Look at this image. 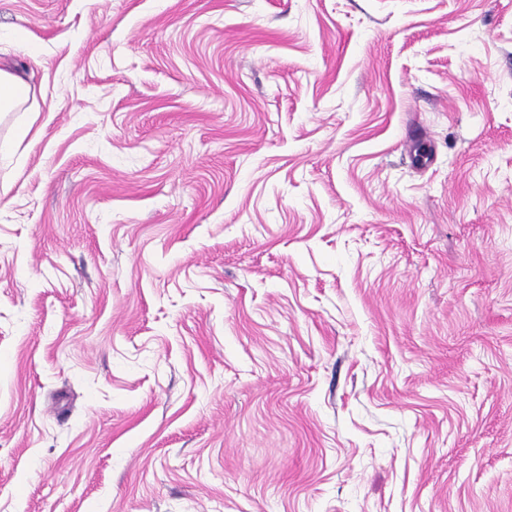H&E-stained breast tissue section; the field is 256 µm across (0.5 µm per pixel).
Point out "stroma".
<instances>
[{"label": "stroma", "mask_w": 512, "mask_h": 512, "mask_svg": "<svg viewBox=\"0 0 512 512\" xmlns=\"http://www.w3.org/2000/svg\"><path fill=\"white\" fill-rule=\"evenodd\" d=\"M0 64V512H512V0H0ZM31 88L21 75L0 67V112H29Z\"/></svg>", "instance_id": "1"}]
</instances>
